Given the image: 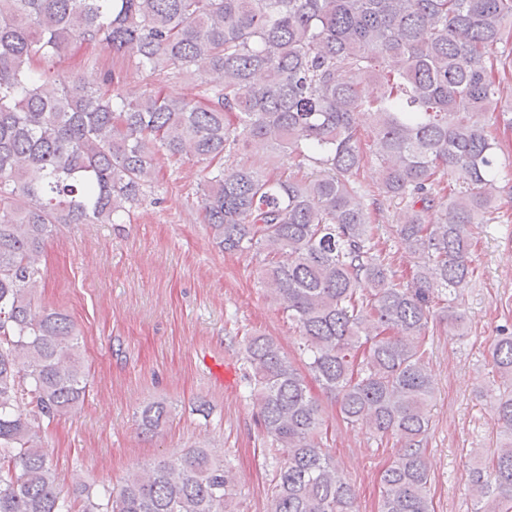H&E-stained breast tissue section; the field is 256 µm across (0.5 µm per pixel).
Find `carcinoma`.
I'll list each match as a JSON object with an SVG mask.
<instances>
[{
  "mask_svg": "<svg viewBox=\"0 0 512 512\" xmlns=\"http://www.w3.org/2000/svg\"><path fill=\"white\" fill-rule=\"evenodd\" d=\"M149 77L193 70L199 99L112 93L42 67L76 42ZM512 67V0H0V512H101L76 478L63 493L40 422L78 409L86 369L69 316L40 308L41 257L57 224H119L159 158L207 164L200 209L212 243L253 254L266 298L295 323L307 369L344 421L397 446L379 512H432L423 447L435 386L430 323L464 334L452 295L472 281L477 224L501 183L492 119L512 129L500 71ZM373 85L374 93L364 86ZM368 114L377 191L357 119ZM279 152L284 169L237 160ZM397 201L389 233L418 258L394 282L375 213ZM263 433L291 449L267 512H359L325 449L328 427L279 343L245 336ZM496 447L477 448L474 512H512V335L494 340ZM28 400L24 410L20 401ZM145 405L142 430L172 417ZM235 476L208 448L127 474L111 512H237Z\"/></svg>",
  "mask_w": 512,
  "mask_h": 512,
  "instance_id": "carcinoma-1",
  "label": "carcinoma"
}]
</instances>
